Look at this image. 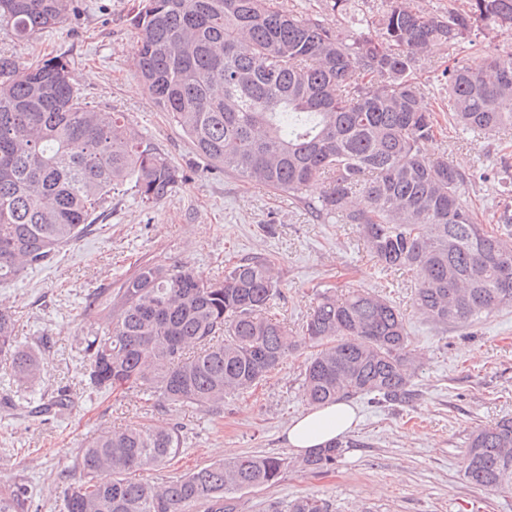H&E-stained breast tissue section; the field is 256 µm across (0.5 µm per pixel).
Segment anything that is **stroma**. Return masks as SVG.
<instances>
[{
	"label": "stroma",
	"instance_id": "stroma-1",
	"mask_svg": "<svg viewBox=\"0 0 512 512\" xmlns=\"http://www.w3.org/2000/svg\"><path fill=\"white\" fill-rule=\"evenodd\" d=\"M79 8L51 32L16 41L0 24V53L23 62L61 56L92 108L124 113L130 127L153 137L183 167L186 180L152 209L133 195L108 198L95 223L50 262L17 282L0 285V301L16 312L19 345L40 350L38 390H65L77 405L44 420L0 408V486L32 481L29 512H58L64 479L73 478L82 443L106 427L145 423L178 428L182 448L170 465L145 474L151 481L180 476L240 455L294 459L283 432L307 410L302 371L311 350L291 352L256 391L228 398L221 409L115 400L85 384L79 339L107 326L105 315L85 316L91 296L108 301L140 264L186 263L211 278L227 262L260 257L279 270L272 318L300 331L317 293L368 289L403 311L423 366L414 378L420 397L403 406L355 398L359 419L336 467L323 474L288 468L269 489L238 492L237 512H269V505L306 494L330 500L333 512H512V493H492L463 478L468 437L476 427L512 417V307L471 327H438L417 313L413 271L382 269L351 224L326 223L288 195L213 168L196 155L182 130L168 122L140 84L132 62L130 24L138 0H78ZM444 55L417 64L427 108L446 124L425 151L470 173L465 196L493 223L512 166V130L471 137L448 127Z\"/></svg>",
	"mask_w": 512,
	"mask_h": 512
}]
</instances>
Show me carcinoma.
<instances>
[{
  "label": "carcinoma",
  "mask_w": 512,
  "mask_h": 512,
  "mask_svg": "<svg viewBox=\"0 0 512 512\" xmlns=\"http://www.w3.org/2000/svg\"><path fill=\"white\" fill-rule=\"evenodd\" d=\"M437 15L413 0H380L373 32L352 0H327L336 23L285 9L279 0H139L134 66L147 93L210 165L308 204L315 216L354 224L385 269L419 275L415 305L431 323L472 326L512 306L501 272L512 266V205L486 227L464 198L467 175L421 143L443 134L421 102L416 63L458 56L442 71L448 124L473 134L512 128V48L479 61L460 57L479 37L512 35V0H452ZM75 0H0V23L20 41L67 21ZM323 179L320 199L306 198ZM184 181L181 168L118 112L84 102L69 61L24 63L0 55V283L45 265L92 223L110 193L128 187L143 207ZM275 268L244 259L207 279L186 263H146L105 306L111 328L82 337L89 388L148 404L220 408L258 387L288 354L312 349L304 368L308 404L368 396L409 405L420 360L402 312L366 289L327 290L297 336L269 317L279 294ZM0 366L35 385L41 365L16 344L14 313L0 307ZM75 406L60 393L41 411ZM175 428H104L83 446L79 477L62 491L60 512H237L234 494L278 483L288 461L236 456L176 479L137 477L178 454ZM350 447L339 440L302 459L333 468ZM464 478L512 493V417L473 431ZM28 490L0 491V512H28ZM271 512H332L303 495Z\"/></svg>",
  "instance_id": "obj_1"
}]
</instances>
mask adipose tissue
Masks as SVG:
<instances>
[{
	"instance_id": "adipose-tissue-1",
	"label": "adipose tissue",
	"mask_w": 512,
	"mask_h": 512,
	"mask_svg": "<svg viewBox=\"0 0 512 512\" xmlns=\"http://www.w3.org/2000/svg\"><path fill=\"white\" fill-rule=\"evenodd\" d=\"M355 409L344 400L314 407L295 417L283 435L295 453L306 454L346 437L357 425Z\"/></svg>"
}]
</instances>
